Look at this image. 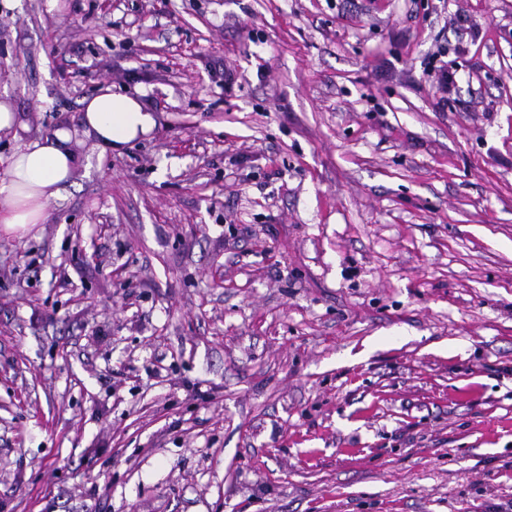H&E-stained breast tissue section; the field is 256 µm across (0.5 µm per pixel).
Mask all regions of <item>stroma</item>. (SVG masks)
<instances>
[{"label": "stroma", "instance_id": "stroma-1", "mask_svg": "<svg viewBox=\"0 0 512 512\" xmlns=\"http://www.w3.org/2000/svg\"><path fill=\"white\" fill-rule=\"evenodd\" d=\"M0 100V174L76 157L0 233V512H512V0H0ZM82 121L103 151L124 145L148 135L156 125L152 114L138 97L117 93L111 86L101 87L83 100ZM67 129L30 142L9 158L0 180V230L23 238L34 224H42L50 203L72 175L74 154L66 143Z\"/></svg>", "mask_w": 512, "mask_h": 512}]
</instances>
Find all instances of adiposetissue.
<instances>
[{"label":"adipose tissue","mask_w":512,"mask_h":512,"mask_svg":"<svg viewBox=\"0 0 512 512\" xmlns=\"http://www.w3.org/2000/svg\"><path fill=\"white\" fill-rule=\"evenodd\" d=\"M82 121L105 151L145 137L156 125L152 112L138 97L108 86L84 99ZM68 140V130L59 129L24 145L9 158L6 176L0 179L1 231L21 238L43 222L47 207L58 198L75 167Z\"/></svg>","instance_id":"ef3b65f1"}]
</instances>
